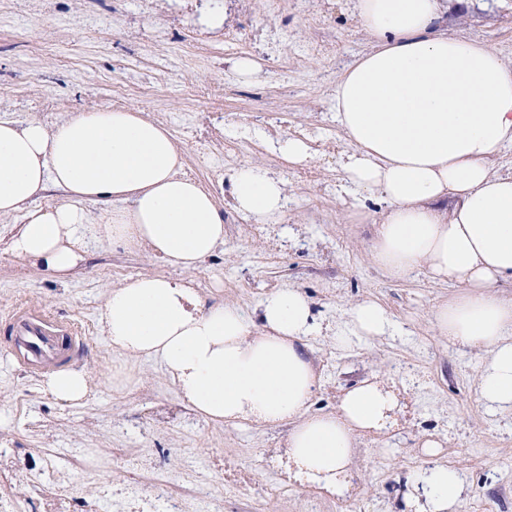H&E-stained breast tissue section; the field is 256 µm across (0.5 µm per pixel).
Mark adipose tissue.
Listing matches in <instances>:
<instances>
[{
  "label": "adipose tissue",
  "mask_w": 512,
  "mask_h": 512,
  "mask_svg": "<svg viewBox=\"0 0 512 512\" xmlns=\"http://www.w3.org/2000/svg\"><path fill=\"white\" fill-rule=\"evenodd\" d=\"M470 0H353L368 49L338 77L332 110L353 147L341 187L383 206L371 258L394 279L417 270L459 286L433 313L438 336L488 353L480 401L512 410V171L493 158L512 148V59L448 32L441 21ZM234 209L263 222L283 209L280 178L245 164L230 177ZM55 189L60 202L38 197ZM22 214L12 253L58 281L84 260L81 230L144 248L169 267L195 271L224 241L212 192L182 171L163 124L142 112L93 108L48 125L0 119V217ZM100 319L112 346L159 361L206 421L290 424L288 463L298 476L342 492L356 436L384 426L394 405L375 382L346 390L335 412L315 413L317 378L302 349L316 329L298 289L262 301L257 319L205 304L190 280L140 275L114 288ZM56 400L87 399L79 370L51 372ZM402 512H454L459 470L436 465L411 479Z\"/></svg>",
  "instance_id": "ef3b65f1"
}]
</instances>
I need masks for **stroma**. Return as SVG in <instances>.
Masks as SVG:
<instances>
[{"label":"stroma","mask_w":512,"mask_h":512,"mask_svg":"<svg viewBox=\"0 0 512 512\" xmlns=\"http://www.w3.org/2000/svg\"><path fill=\"white\" fill-rule=\"evenodd\" d=\"M444 22L512 58V0H473ZM228 30L240 42L225 45ZM271 39L274 57L263 47ZM368 45L350 0H0L1 119L48 123L110 107L164 124L185 150L184 173L224 210V244L193 274L203 300L253 317L266 294L301 290L319 325L304 340L318 376L312 410L335 411L365 380L400 399L388 431L359 438L344 495L300 485L288 477V424L204 421L158 361L110 344L99 321L108 293L163 265L90 229L85 263L58 282L9 252L21 215L0 217V321L31 307L78 326L84 344L70 366L90 382L86 401L59 403L10 355L0 325V499L15 512H124L131 488L158 486L183 512H401L407 475L437 462L463 477L458 512H512V412L478 396L488 355L448 345L431 321L455 286L422 271L390 280L340 190L351 148L330 96ZM243 58L257 63L250 74L237 68ZM228 135L240 140L229 158ZM288 136L313 148L305 167L282 161ZM246 162L284 179L281 218L257 223L231 207L230 176ZM364 299L395 331L337 347ZM428 438L440 443L436 456L422 448ZM228 463L246 483L225 485Z\"/></svg>","instance_id":"1"}]
</instances>
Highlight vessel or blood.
I'll list each match as a JSON object with an SVG mask.
<instances>
[{"mask_svg": "<svg viewBox=\"0 0 512 512\" xmlns=\"http://www.w3.org/2000/svg\"><path fill=\"white\" fill-rule=\"evenodd\" d=\"M7 322L23 363L31 369L64 366L81 341L74 325L61 323L39 309L18 310Z\"/></svg>", "mask_w": 512, "mask_h": 512, "instance_id": "vessel-or-blood-1", "label": "vessel or blood"}]
</instances>
